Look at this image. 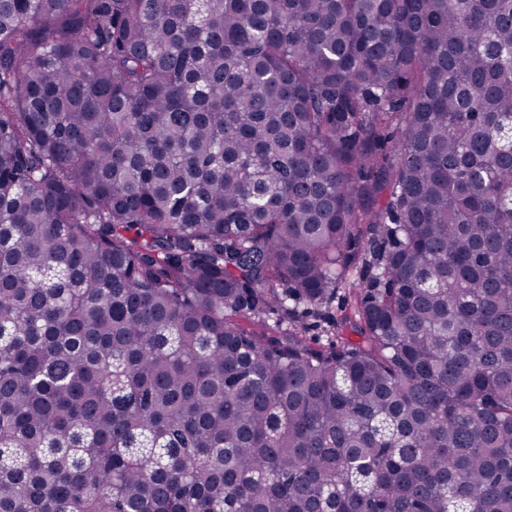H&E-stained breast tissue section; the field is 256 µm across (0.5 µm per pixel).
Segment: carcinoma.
Here are the masks:
<instances>
[{
  "label": "carcinoma",
  "mask_w": 512,
  "mask_h": 512,
  "mask_svg": "<svg viewBox=\"0 0 512 512\" xmlns=\"http://www.w3.org/2000/svg\"><path fill=\"white\" fill-rule=\"evenodd\" d=\"M0 512H512V0H0Z\"/></svg>",
  "instance_id": "obj_1"
}]
</instances>
